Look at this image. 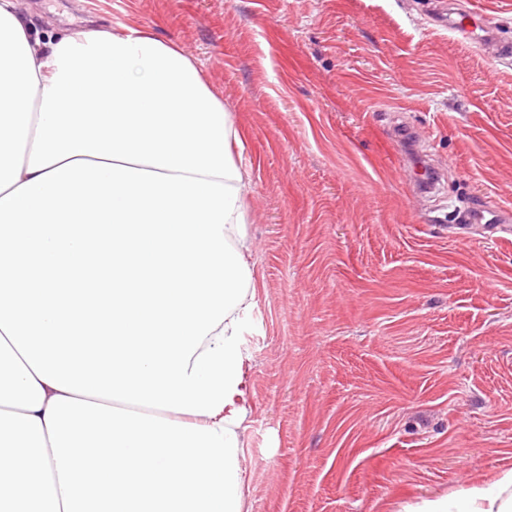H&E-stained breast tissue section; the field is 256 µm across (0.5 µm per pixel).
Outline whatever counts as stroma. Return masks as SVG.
Returning a JSON list of instances; mask_svg holds the SVG:
<instances>
[{
    "mask_svg": "<svg viewBox=\"0 0 512 512\" xmlns=\"http://www.w3.org/2000/svg\"><path fill=\"white\" fill-rule=\"evenodd\" d=\"M203 66L252 194L244 512H403L512 469V56L441 0H18ZM438 168L419 192L402 152ZM455 3L448 1V12L441 14V26L455 33L464 42L484 45L488 41H496L495 26L483 15L475 11L461 12L453 7ZM466 220L470 224L481 227L492 234L498 232L512 233L510 224H502L504 223L503 212L493 205L481 207L469 212L466 215Z\"/></svg>",
    "mask_w": 512,
    "mask_h": 512,
    "instance_id": "35a3bbf8",
    "label": "stroma"
}]
</instances>
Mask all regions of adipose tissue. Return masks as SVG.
<instances>
[{"label":"adipose tissue","instance_id":"obj_1","mask_svg":"<svg viewBox=\"0 0 512 512\" xmlns=\"http://www.w3.org/2000/svg\"><path fill=\"white\" fill-rule=\"evenodd\" d=\"M233 132L176 43L0 0V512H243ZM415 512H512V470Z\"/></svg>","mask_w":512,"mask_h":512}]
</instances>
